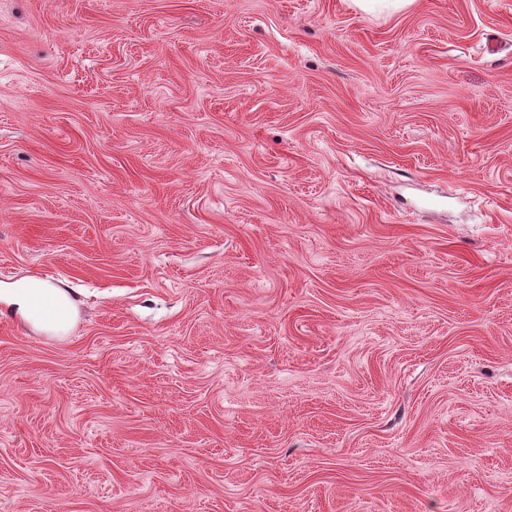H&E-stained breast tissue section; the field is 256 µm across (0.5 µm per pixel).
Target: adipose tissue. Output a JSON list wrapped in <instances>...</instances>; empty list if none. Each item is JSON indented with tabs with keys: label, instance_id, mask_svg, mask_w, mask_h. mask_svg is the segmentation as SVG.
Here are the masks:
<instances>
[{
	"label": "adipose tissue",
	"instance_id": "ef3b65f1",
	"mask_svg": "<svg viewBox=\"0 0 512 512\" xmlns=\"http://www.w3.org/2000/svg\"><path fill=\"white\" fill-rule=\"evenodd\" d=\"M11 305L33 327L56 336L64 335L78 316V304L63 288L42 279H27L5 291Z\"/></svg>",
	"mask_w": 512,
	"mask_h": 512
}]
</instances>
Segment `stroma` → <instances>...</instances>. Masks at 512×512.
I'll return each instance as SVG.
<instances>
[{"label":"stroma","mask_w":512,"mask_h":512,"mask_svg":"<svg viewBox=\"0 0 512 512\" xmlns=\"http://www.w3.org/2000/svg\"><path fill=\"white\" fill-rule=\"evenodd\" d=\"M0 512H512V0H0ZM8 302L33 327L55 336L68 332L78 316V304L63 288L42 279L19 281L5 288Z\"/></svg>","instance_id":"obj_1"}]
</instances>
